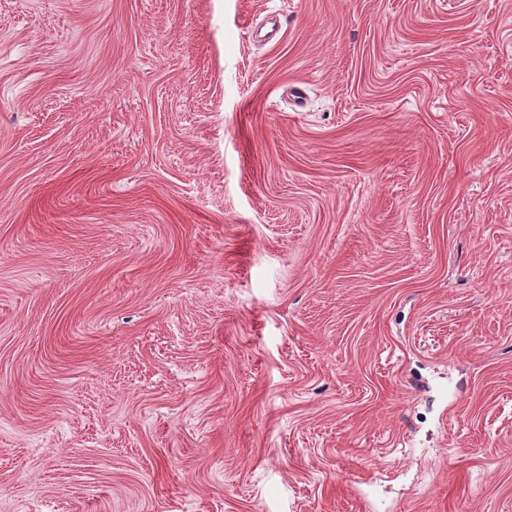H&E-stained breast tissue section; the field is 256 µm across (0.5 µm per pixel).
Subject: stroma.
I'll list each match as a JSON object with an SVG mask.
<instances>
[{"instance_id":"35a3bbf8","label":"stroma","mask_w":512,"mask_h":512,"mask_svg":"<svg viewBox=\"0 0 512 512\" xmlns=\"http://www.w3.org/2000/svg\"><path fill=\"white\" fill-rule=\"evenodd\" d=\"M0 512H512V0H0Z\"/></svg>"}]
</instances>
